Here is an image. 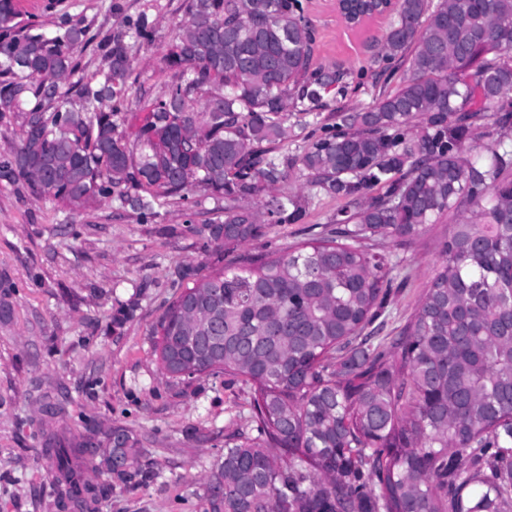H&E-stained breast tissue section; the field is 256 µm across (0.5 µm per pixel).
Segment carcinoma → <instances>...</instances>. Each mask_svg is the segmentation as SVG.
<instances>
[{
  "label": "carcinoma",
  "instance_id": "obj_1",
  "mask_svg": "<svg viewBox=\"0 0 512 512\" xmlns=\"http://www.w3.org/2000/svg\"><path fill=\"white\" fill-rule=\"evenodd\" d=\"M189 11L164 58L174 81L133 112L129 45L153 39L147 16L101 45L95 79L67 87L88 28L66 20L47 36L0 0V124L21 118L0 180L142 215L200 186L224 203V223L198 233L239 245L304 216L301 199L271 193L293 165L271 145L300 138L310 185L344 200L319 242L184 272L159 323L170 378L224 372L256 386L257 435L229 437L206 512H512V0H396L378 56L411 53L399 89L336 113L316 139L312 103L340 76L310 70L300 0ZM486 126L494 144L469 145ZM446 214L442 265L411 320L367 330L389 289L384 258L360 244H405ZM113 443L112 481L128 483L139 449L124 430ZM86 452L44 449L57 495L79 508L115 488L81 478Z\"/></svg>",
  "mask_w": 512,
  "mask_h": 512
}]
</instances>
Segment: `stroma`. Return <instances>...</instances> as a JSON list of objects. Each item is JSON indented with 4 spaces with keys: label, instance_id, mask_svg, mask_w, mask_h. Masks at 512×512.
<instances>
[{
    "label": "stroma",
    "instance_id": "1",
    "mask_svg": "<svg viewBox=\"0 0 512 512\" xmlns=\"http://www.w3.org/2000/svg\"><path fill=\"white\" fill-rule=\"evenodd\" d=\"M312 22V68L349 72L323 93L321 112L371 106L381 87H397L400 69L375 59L389 17L351 28L336 0H301ZM190 0H17L24 17L48 33L61 17L82 19L94 42L77 50L78 78L104 64L97 44L124 20L147 16L152 41L133 44L129 103L158 96L173 80L164 57ZM283 192L302 197L303 218L269 224L235 248L207 243L201 225L219 223L224 207L193 189L188 199H160L141 215L108 199L96 208L67 207L0 182V512H73L53 492L47 448H83L85 479H100L112 430H128L141 453V474L83 512H204L205 493L230 435L254 433V387L221 373L175 381L159 369L153 330L179 295L181 271L197 277L320 238L342 202L317 193L299 167ZM452 223L426 225L407 245L385 240L393 285L383 318L401 329L426 294L442 261ZM129 310L122 324L113 316Z\"/></svg>",
    "mask_w": 512,
    "mask_h": 512
}]
</instances>
